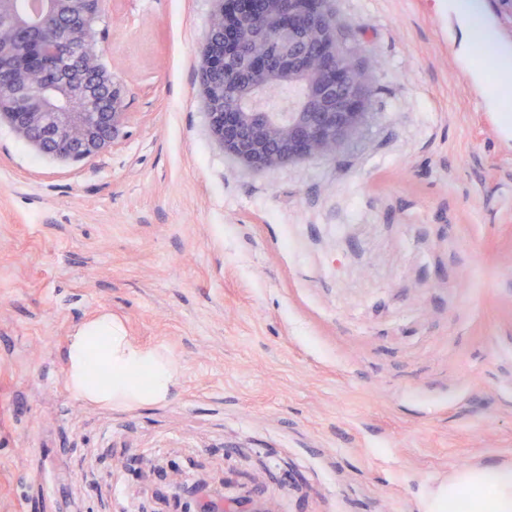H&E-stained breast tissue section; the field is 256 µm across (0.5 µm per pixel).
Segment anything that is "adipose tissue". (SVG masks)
<instances>
[{
	"label": "adipose tissue",
	"mask_w": 512,
	"mask_h": 512,
	"mask_svg": "<svg viewBox=\"0 0 512 512\" xmlns=\"http://www.w3.org/2000/svg\"><path fill=\"white\" fill-rule=\"evenodd\" d=\"M65 360L69 390L92 405L163 402L175 384L170 352L137 343L107 313L76 328L68 338ZM426 512H512V466L487 465L456 474L427 503Z\"/></svg>",
	"instance_id": "obj_1"
}]
</instances>
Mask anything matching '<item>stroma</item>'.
I'll return each mask as SVG.
<instances>
[{
	"label": "stroma",
	"instance_id": "obj_1",
	"mask_svg": "<svg viewBox=\"0 0 512 512\" xmlns=\"http://www.w3.org/2000/svg\"><path fill=\"white\" fill-rule=\"evenodd\" d=\"M448 4L331 0L373 118L255 172L206 114L213 0H105L123 137L62 161L0 124V512H169L183 475L245 512H422L512 465V137ZM103 312L170 351L169 401L70 392Z\"/></svg>",
	"mask_w": 512,
	"mask_h": 512
}]
</instances>
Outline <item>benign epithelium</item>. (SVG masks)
Returning <instances> with one entry per match:
<instances>
[{
    "label": "benign epithelium",
    "mask_w": 512,
    "mask_h": 512,
    "mask_svg": "<svg viewBox=\"0 0 512 512\" xmlns=\"http://www.w3.org/2000/svg\"><path fill=\"white\" fill-rule=\"evenodd\" d=\"M201 69L212 132L241 165L261 171L334 156L372 117L370 78L340 63L335 43L319 46L322 71L306 64L304 29L323 15L321 0H287L265 49L240 37L260 0H214ZM0 0V122L40 153L82 160L124 135L120 85L99 63L90 19L103 0ZM278 82L315 89L307 111L276 112L265 87Z\"/></svg>",
    "instance_id": "1"
}]
</instances>
